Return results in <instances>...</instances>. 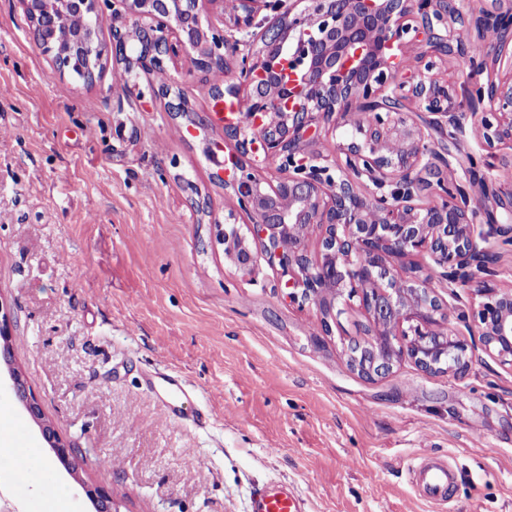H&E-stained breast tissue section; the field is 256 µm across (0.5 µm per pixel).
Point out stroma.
I'll return each mask as SVG.
<instances>
[{"instance_id":"1","label":"stroma","mask_w":512,"mask_h":512,"mask_svg":"<svg viewBox=\"0 0 512 512\" xmlns=\"http://www.w3.org/2000/svg\"><path fill=\"white\" fill-rule=\"evenodd\" d=\"M50 71L20 0H0V302L13 362L78 476L1 363L0 435L24 426L68 512H95L83 480L116 512H249L254 490L280 483L306 512H438L408 475L427 455L458 464L453 512H512V367L478 348L462 379L408 361L361 377L347 353L367 322L358 298H340L327 335L278 268L225 262L224 126L205 84L189 86L190 130L163 103L130 102L111 68L92 86ZM176 405L205 424L175 426ZM9 372L15 397L30 419L38 425L43 439L52 449L57 459L69 473H73L75 467L70 461V457H73L72 447L59 435L53 422L46 418L39 398L30 388L21 371L12 367Z\"/></svg>"}]
</instances>
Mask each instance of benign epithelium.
<instances>
[{"label": "benign epithelium", "mask_w": 512, "mask_h": 512, "mask_svg": "<svg viewBox=\"0 0 512 512\" xmlns=\"http://www.w3.org/2000/svg\"><path fill=\"white\" fill-rule=\"evenodd\" d=\"M35 48L52 73L94 84L113 70L151 76V97L195 122L184 83L168 64L182 61L208 85L213 112L224 98H246L252 120L224 126L237 162L214 178L236 206L224 212V259L243 274L259 257L279 267L295 303L314 305L325 334L341 309L360 297L369 339L348 346L352 367L373 380L402 361L427 375L464 377L478 335L486 353L512 366V289L498 287L496 251L512 247V184L463 166L466 138L512 148V0H21ZM112 7V40L100 37L102 7ZM223 26L203 20L204 9ZM270 14L260 16L261 11ZM130 41L141 52L122 49ZM466 60L491 73L477 89L480 110L462 111L457 84L439 62ZM235 64L237 82H210ZM417 104L404 111V102ZM343 129L338 163L312 149L321 130ZM440 131L433 142L427 130ZM272 161V184L258 173ZM320 229L319 250L306 248ZM429 260L423 267L411 260ZM407 258L397 270L388 259ZM469 288L482 298L474 317L454 326L435 288ZM473 319L468 324L466 320ZM13 332L0 302V357L10 363ZM15 397L68 472L71 446L46 418L20 370L10 368ZM96 512H114L112 496L82 485Z\"/></svg>", "instance_id": "7a95c632"}]
</instances>
